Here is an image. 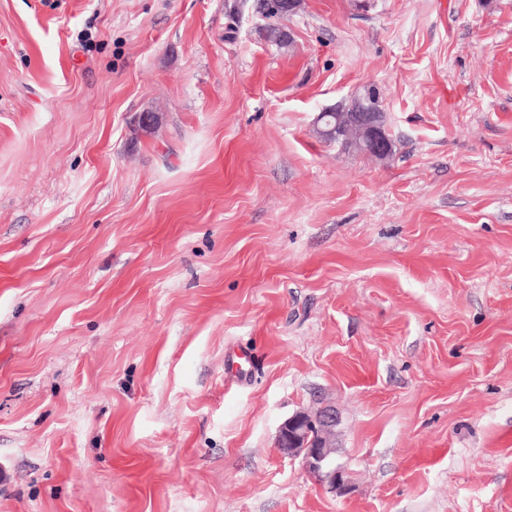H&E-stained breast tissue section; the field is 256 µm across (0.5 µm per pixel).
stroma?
I'll list each match as a JSON object with an SVG mask.
<instances>
[{"mask_svg":"<svg viewBox=\"0 0 512 512\" xmlns=\"http://www.w3.org/2000/svg\"><path fill=\"white\" fill-rule=\"evenodd\" d=\"M239 2L0 0V512H512V0ZM315 124L320 136L341 139L351 150L384 160L393 156L394 143L384 113L372 107H359L354 112L326 109L317 115ZM336 409L324 405L314 411H298L280 427L278 447L300 457L306 471L336 491L345 484L342 469L332 457L333 437L339 424Z\"/></svg>","mask_w":512,"mask_h":512,"instance_id":"stroma-1","label":"stroma"}]
</instances>
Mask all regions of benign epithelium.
<instances>
[{
    "instance_id": "7a95c632",
    "label": "benign epithelium",
    "mask_w": 512,
    "mask_h": 512,
    "mask_svg": "<svg viewBox=\"0 0 512 512\" xmlns=\"http://www.w3.org/2000/svg\"><path fill=\"white\" fill-rule=\"evenodd\" d=\"M315 124L319 135L341 139L352 150L384 160L393 156L394 143L384 113L372 107L353 112L326 109L317 115ZM338 424L336 409L324 405L314 411L296 412L282 424L277 436L279 448L301 458L306 471L333 490L345 484L342 469L332 457Z\"/></svg>"
}]
</instances>
